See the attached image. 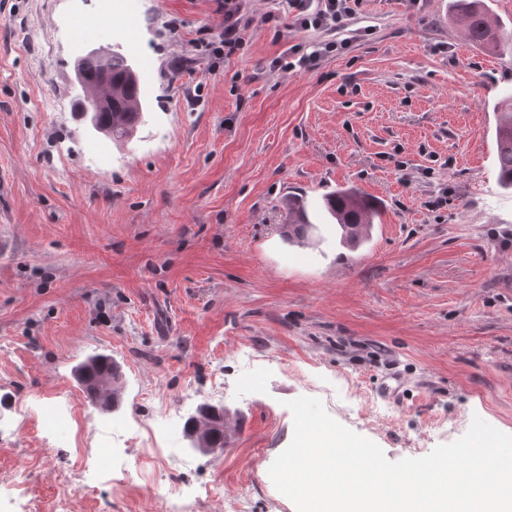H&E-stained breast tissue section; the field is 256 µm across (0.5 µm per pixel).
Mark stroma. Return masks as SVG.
Returning <instances> with one entry per match:
<instances>
[{"label": "stroma", "instance_id": "35a3bbf8", "mask_svg": "<svg viewBox=\"0 0 512 512\" xmlns=\"http://www.w3.org/2000/svg\"><path fill=\"white\" fill-rule=\"evenodd\" d=\"M76 2L0 0V512H171L185 480L213 488L194 512L240 495L248 512H296L268 474L293 438L286 403L332 380L351 401L333 418L392 461L476 417L512 435V192L490 108L512 56L472 47L448 0H362L353 25L372 35L273 71L331 35L296 29L286 0H242L252 23L216 65L219 0H140L128 27L81 35L152 64L145 121L117 145L80 114L59 31ZM349 186L382 204L363 247L342 253L332 224L309 247L281 240L288 191L317 204ZM94 354L121 366L116 410L78 384ZM219 380L223 449L181 440L185 468L125 448L121 487L73 470L100 432L123 445L159 405L195 415ZM61 401L72 431L49 442L39 415L14 416ZM349 47L347 39L322 42L310 52H304L299 44H294L274 57L269 67L273 70L284 71H310L317 66V62L323 56L344 53Z\"/></svg>", "mask_w": 512, "mask_h": 512}]
</instances>
